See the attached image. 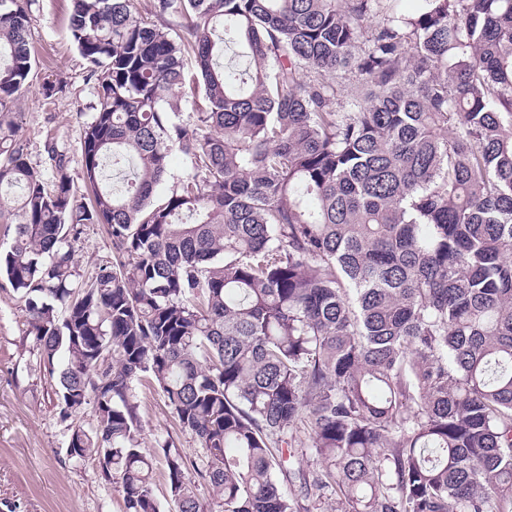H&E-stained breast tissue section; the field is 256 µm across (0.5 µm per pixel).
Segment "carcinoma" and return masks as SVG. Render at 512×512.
<instances>
[{"instance_id":"obj_1","label":"carcinoma","mask_w":512,"mask_h":512,"mask_svg":"<svg viewBox=\"0 0 512 512\" xmlns=\"http://www.w3.org/2000/svg\"><path fill=\"white\" fill-rule=\"evenodd\" d=\"M134 2L73 0L82 198L66 147L46 181L4 119L32 18L0 0V275L60 418L93 405L68 456L161 512L145 381L204 449L158 443L173 512H207L192 471L221 512H512V0ZM175 150L194 172L156 198ZM90 224L113 254L85 276Z\"/></svg>"}]
</instances>
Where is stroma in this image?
<instances>
[{
	"instance_id": "35a3bbf8",
	"label": "stroma",
	"mask_w": 512,
	"mask_h": 512,
	"mask_svg": "<svg viewBox=\"0 0 512 512\" xmlns=\"http://www.w3.org/2000/svg\"><path fill=\"white\" fill-rule=\"evenodd\" d=\"M72 0H33L29 41L35 51L33 73L13 109L22 115V140L30 164L51 178L45 164L49 138L65 141L70 174L81 181L80 135L89 121L95 79L72 42L68 22ZM62 82V91L45 96V82ZM80 271L112 257V241L102 227L88 225L75 246ZM23 302L0 278V512H123L117 485L105 482L96 461L67 454L68 422L57 413L55 383L36 366L26 334ZM140 442L154 452L172 441L195 461L204 453L178 425L157 389H139Z\"/></svg>"
}]
</instances>
